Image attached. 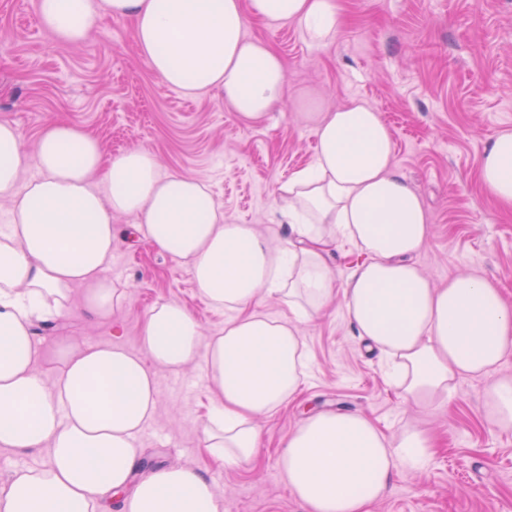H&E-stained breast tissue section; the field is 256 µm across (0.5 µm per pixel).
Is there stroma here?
<instances>
[{
  "mask_svg": "<svg viewBox=\"0 0 512 512\" xmlns=\"http://www.w3.org/2000/svg\"><path fill=\"white\" fill-rule=\"evenodd\" d=\"M37 3L0 0V119L18 125L26 148L57 119L112 156L147 147L166 172L203 179L226 222L271 235L278 184L315 153L311 124L297 118L303 103L333 110L361 99L389 126L394 163L427 208L433 235L416 258L419 269L437 285L464 272L483 276L512 304V212L484 196L477 171L490 139L512 131V0H341V30L320 47L292 25L249 20L247 36L268 42L288 64L284 99L253 125L217 95L188 97L158 78L136 48L131 20L102 18L71 45L42 27ZM110 274L124 296L108 319L90 320L75 304L35 324L39 368L69 342L142 354L146 315L162 301L190 311L205 336L224 328L227 313L197 294L187 268L145 242L115 240ZM302 336L301 390L261 418V448L236 468L205 449L212 394L202 368L157 369L154 420L140 437L145 466L201 470L224 512H304L281 475L285 436L310 411H358L386 434L416 421L441 440L431 466L395 474L370 512H512V433L490 427L483 379L456 381L450 396L424 409L404 402L337 298L303 324Z\"/></svg>",
  "mask_w": 512,
  "mask_h": 512,
  "instance_id": "obj_1",
  "label": "stroma"
}]
</instances>
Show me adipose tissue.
Wrapping results in <instances>:
<instances>
[{"mask_svg":"<svg viewBox=\"0 0 512 512\" xmlns=\"http://www.w3.org/2000/svg\"><path fill=\"white\" fill-rule=\"evenodd\" d=\"M43 25L82 42L97 18H127L151 71L195 96L217 92L248 124L266 119L287 85L286 61L246 35L249 18L293 24L321 45L339 33V0H39ZM313 163L280 183L276 210L287 234L228 224L205 181L165 172L137 146L106 156L99 141L57 120L27 150L19 128L0 120V200L12 219L0 231V447L46 450L43 466L0 487V512H224L200 471L142 470L137 446L152 422L157 368L201 362L214 396L206 447L225 466L257 451L260 416L299 391L305 360L300 325L340 294L360 339L396 358L394 386L426 407L457 378H490L491 425L512 431V378H494L512 349V306L497 284L462 273L434 285L413 258L431 240L423 203L393 162L392 133L362 100L320 115ZM482 190L512 207V132L495 135L478 159ZM117 214L136 216L133 236L184 264L201 297L224 309V328L203 340L200 322L172 302L143 325L144 355L107 344L63 346L58 377L36 369L34 321L67 309L74 287L93 320L120 296L109 270ZM364 260L337 278L329 260L342 245ZM278 297L283 318L258 311ZM434 454L424 428L387 437L359 412H319L283 444L282 477L305 512H368L396 471H423Z\"/></svg>","mask_w":512,"mask_h":512,"instance_id":"ef3b65f1","label":"adipose tissue"}]
</instances>
